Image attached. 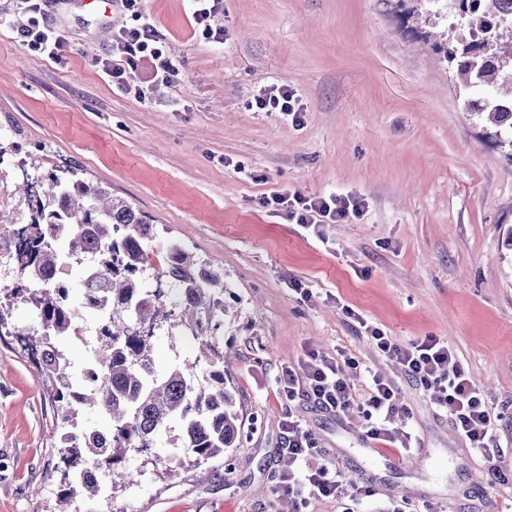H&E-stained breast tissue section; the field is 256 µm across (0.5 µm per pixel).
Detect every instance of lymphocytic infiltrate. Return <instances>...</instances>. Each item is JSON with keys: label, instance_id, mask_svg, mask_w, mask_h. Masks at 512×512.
Masks as SVG:
<instances>
[{"label": "lymphocytic infiltrate", "instance_id": "1", "mask_svg": "<svg viewBox=\"0 0 512 512\" xmlns=\"http://www.w3.org/2000/svg\"><path fill=\"white\" fill-rule=\"evenodd\" d=\"M28 24L20 34L24 46L36 58L60 61L72 53L73 47L65 35L46 24L49 0H27ZM139 59L147 62L150 76L146 84L132 86L126 62ZM104 69L118 91L135 92L145 98L153 86L169 84L179 74V68L145 26L125 28L112 39V57L105 60ZM273 201L288 220L322 235L324 224L337 223L357 212V201L336 196L310 198L301 194H277ZM366 339L393 361L400 371L423 389L431 391L437 407L445 411L456 431L468 441L491 480L499 484L512 483V469L502 467L503 451L496 439L498 417L486 402L457 359L447 342L434 336L405 344L396 342L379 327L364 324ZM352 356L341 352L328 357L311 350L306 354L303 373L292 367L282 368L278 379V394L288 402L281 428L282 454L288 466L278 476V490L298 505H306L308 495L340 501L342 512H355L361 498L373 496L370 486L347 487L340 467L326 460V452L294 414L291 404L297 399L312 400L320 408L334 414H357L366 424L367 438L410 450L411 432L399 429V422L410 417L399 392L391 381L371 374L364 392H356L348 384L345 373L358 369Z\"/></svg>", "mask_w": 512, "mask_h": 512}]
</instances>
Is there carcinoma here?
Segmentation results:
<instances>
[{
    "mask_svg": "<svg viewBox=\"0 0 512 512\" xmlns=\"http://www.w3.org/2000/svg\"><path fill=\"white\" fill-rule=\"evenodd\" d=\"M424 4L407 11L420 21L430 3L443 2L452 11L453 30L468 36L436 46L465 91L466 110L485 117L490 134L512 148V10L504 0H415ZM23 254L15 286L0 300V336L34 337L41 374L51 383L56 415L68 431L61 450L65 490L57 512H69L79 495L93 500L112 482L129 454L154 447L163 429H174L165 466L171 479L177 469H196L238 448L242 423L234 395L224 381V353L212 342L192 362L159 374L154 366L151 335L162 323L198 338L224 323V274L181 243L157 277H165L179 293L178 304L162 310V293L142 287L153 269L152 243L157 222L132 203L115 198L77 168L27 177L20 202ZM91 265L95 280L81 277L74 290L57 280L60 268ZM94 316L99 335L91 356L75 381L62 339L75 335L71 321L73 295ZM20 301L35 315L38 328L9 329L11 308ZM98 410L108 420L104 429L80 426V409Z\"/></svg>",
    "mask_w": 512,
    "mask_h": 512,
    "instance_id": "1",
    "label": "carcinoma"
}]
</instances>
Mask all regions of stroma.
I'll return each instance as SVG.
<instances>
[{"instance_id": "1", "label": "stroma", "mask_w": 512, "mask_h": 512, "mask_svg": "<svg viewBox=\"0 0 512 512\" xmlns=\"http://www.w3.org/2000/svg\"><path fill=\"white\" fill-rule=\"evenodd\" d=\"M140 12L180 63L175 82L145 101L113 91L95 64L137 21L129 11L53 0L48 22L74 45L55 63L22 44V0H0V135L40 171L84 170L223 270L215 342L244 438L207 463V479L188 470L168 481L152 465L170 452L160 434L149 456L113 475L111 500H76V512H296L276 488L277 375L309 348L355 357V389L372 371L392 380L420 442L402 454L366 440L357 415L295 401L345 480H372L379 501L512 512V483L482 491L468 442L342 311L402 343L446 339L500 413L512 466V161L465 110L432 28L405 20L397 0H224L218 44L195 32L189 0H141ZM282 87L298 119L257 109ZM286 192L351 196L361 212L319 239L264 205ZM151 342L160 371L198 351L166 326ZM63 433L30 351L1 336L0 512H53Z\"/></svg>"}]
</instances>
